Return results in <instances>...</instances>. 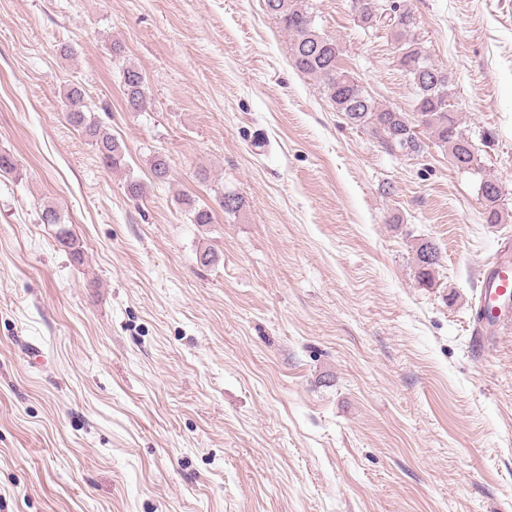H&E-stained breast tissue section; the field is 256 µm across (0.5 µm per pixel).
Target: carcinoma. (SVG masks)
<instances>
[{"mask_svg": "<svg viewBox=\"0 0 512 512\" xmlns=\"http://www.w3.org/2000/svg\"><path fill=\"white\" fill-rule=\"evenodd\" d=\"M264 5L267 14L276 19V24L289 36L294 67L323 86L329 102L336 111L344 114L351 125L370 131L388 150L406 155L423 150L422 139L414 133V124L404 113L376 104L352 75L338 67L339 45L336 39L316 29L314 16L304 7L303 0H264ZM353 6L364 27L384 29L390 33L396 43L399 66L416 90V113L421 118L420 125L440 146L452 147L457 169L481 175L477 193L484 221L487 224L502 223V187L495 178L482 174L479 148L461 129L454 109L450 93L451 74L426 56L413 34L415 21L411 12L397 5L387 7L379 0H353ZM122 80L127 108L132 112L143 110L148 104V95L142 71L129 64L122 68ZM65 99V121L91 140L106 168H120L123 148L117 138L84 111L81 90L70 88ZM215 204L231 214L243 208L242 198L233 192L218 195ZM41 220L44 224L60 225L58 242L73 253H79L77 240L62 224V217L55 207L45 206ZM416 260L418 279L426 285L432 284L435 269L442 261L437 245L430 240L418 243Z\"/></svg>", "mask_w": 512, "mask_h": 512, "instance_id": "cac0c4a2", "label": "carcinoma"}]
</instances>
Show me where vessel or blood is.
Wrapping results in <instances>:
<instances>
[{
  "instance_id": "obj_1",
  "label": "vessel or blood",
  "mask_w": 512,
  "mask_h": 512,
  "mask_svg": "<svg viewBox=\"0 0 512 512\" xmlns=\"http://www.w3.org/2000/svg\"><path fill=\"white\" fill-rule=\"evenodd\" d=\"M511 297L512 244H505L496 251L484 268L478 305L482 308L492 307L494 317L477 321L472 328L477 353H485L508 322L512 321V317L500 309L501 302Z\"/></svg>"
}]
</instances>
